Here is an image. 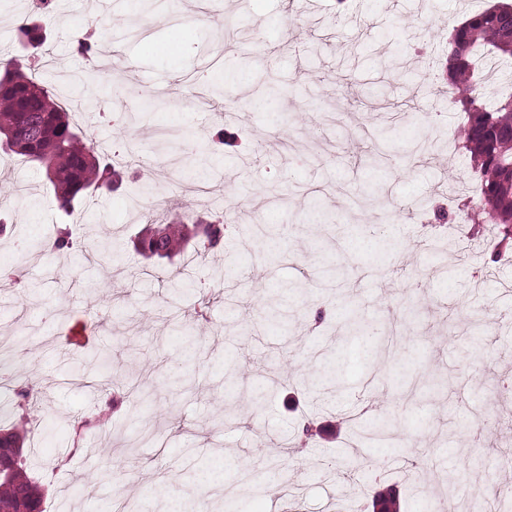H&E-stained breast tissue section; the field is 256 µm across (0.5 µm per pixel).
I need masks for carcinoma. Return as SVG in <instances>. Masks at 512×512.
Here are the masks:
<instances>
[{
	"instance_id": "carcinoma-1",
	"label": "carcinoma",
	"mask_w": 512,
	"mask_h": 512,
	"mask_svg": "<svg viewBox=\"0 0 512 512\" xmlns=\"http://www.w3.org/2000/svg\"><path fill=\"white\" fill-rule=\"evenodd\" d=\"M19 41L32 51L23 57L7 61L0 74V143L10 151L45 167L58 206L72 211L88 192L112 190L116 170L92 145L79 138L68 112L57 101L53 90L30 75L34 62L43 59L41 39L35 28L23 21L17 28ZM512 66V0H495L488 7L472 14L453 29L448 40L446 80L451 94L461 104L464 121L460 128L463 147L469 153L471 167L478 174V201L470 206L456 204L457 196H448V206L466 211L475 224H494L499 228L498 246L512 244V92L491 101H484L477 89L467 96L456 95L458 77L466 74L475 79L479 65ZM162 214L151 217L137 237L139 252L148 257L169 258L181 250L184 242L194 240V251H219L224 247V220L217 216L211 221H196L187 226L179 215L160 224ZM59 263H68L78 252L71 234L61 229L49 248ZM122 400L114 394L107 397L103 411L77 420V431L100 426L103 416L110 415ZM34 406L32 385L14 390L10 409L26 412ZM352 432L369 440L382 441L396 429L395 420L381 415L370 423L357 417L348 419ZM26 435L11 425L0 426V446L24 451ZM26 456L0 478V512H18L22 493L41 487L28 472ZM433 460L418 455L411 463L415 478L428 482Z\"/></svg>"
}]
</instances>
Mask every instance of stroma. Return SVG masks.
Returning a JSON list of instances; mask_svg holds the SVG:
<instances>
[{"instance_id":"1","label":"stroma","mask_w":512,"mask_h":512,"mask_svg":"<svg viewBox=\"0 0 512 512\" xmlns=\"http://www.w3.org/2000/svg\"><path fill=\"white\" fill-rule=\"evenodd\" d=\"M483 0H196L157 6V20L137 35L130 0H53L42 27L57 69L38 70L58 87L60 74L80 76L65 90V110L85 139L135 142L111 162L119 186L76 204L56 206L42 167L0 151V264H21L22 282L0 285V340L19 352L14 380L35 377L41 421L25 441L28 470L46 489L45 512H115L122 501L139 512H264L266 502L233 496L247 471L278 488L277 507L340 512L349 499L393 491L400 512H429L436 483L416 490L408 457L430 448L455 481V500L512 479V399L498 395L512 379V263L493 261L491 225L436 224L433 209L449 190L475 194L460 141L462 112L442 76L448 33ZM104 31L112 71L125 80L132 119L105 121L112 110L109 72L75 51L91 21ZM233 78L208 112L172 108L204 93L205 73ZM276 81L278 103L255 104ZM159 109L145 114L142 102ZM237 151L192 164L195 144L215 126ZM384 133L379 196L363 199L368 174L360 158ZM319 193L338 221L309 217ZM219 212L230 223L223 250L147 259L133 239L147 209ZM272 227L267 260L254 225ZM361 224L385 227L395 247L358 240ZM84 243L72 274L39 249L57 228ZM112 262L100 263L102 245ZM348 262L347 290L366 318L395 323L391 348L343 331L347 308L311 332L306 316L334 284L327 264ZM181 268L171 277L172 268ZM213 293L193 334L184 323L200 293ZM422 307L409 318V302ZM290 316L266 320V304ZM80 326L85 338L72 342ZM112 351V370L96 369L94 351ZM338 363L347 386L310 391L319 365ZM142 385L108 424L88 431L70 453L72 426L104 394L98 382ZM260 396L253 405L252 396ZM390 413L401 434L382 444L350 441L347 419ZM314 418L312 449L292 452L294 430ZM496 460L469 454L465 441L483 420Z\"/></svg>"}]
</instances>
